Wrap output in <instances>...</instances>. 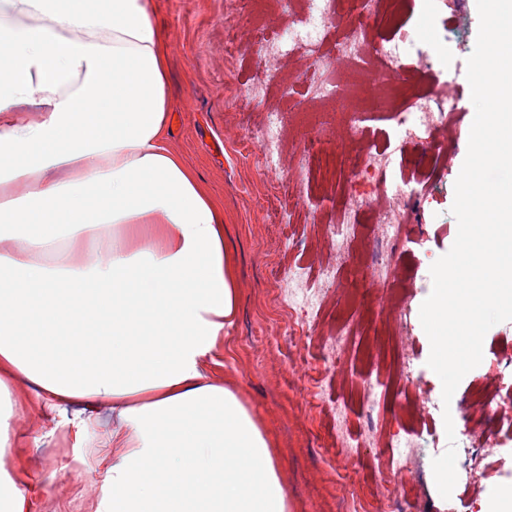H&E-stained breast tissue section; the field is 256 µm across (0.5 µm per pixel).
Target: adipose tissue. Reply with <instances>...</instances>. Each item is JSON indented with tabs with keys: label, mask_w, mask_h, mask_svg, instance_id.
<instances>
[{
	"label": "adipose tissue",
	"mask_w": 512,
	"mask_h": 512,
	"mask_svg": "<svg viewBox=\"0 0 512 512\" xmlns=\"http://www.w3.org/2000/svg\"><path fill=\"white\" fill-rule=\"evenodd\" d=\"M166 70L153 0H0V460L29 401L100 470L94 512H289L209 364L239 288ZM50 491L0 468V512Z\"/></svg>",
	"instance_id": "adipose-tissue-1"
}]
</instances>
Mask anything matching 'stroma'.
<instances>
[{"mask_svg": "<svg viewBox=\"0 0 512 512\" xmlns=\"http://www.w3.org/2000/svg\"><path fill=\"white\" fill-rule=\"evenodd\" d=\"M304 0L274 6L255 0L249 18L236 28L224 24L225 0H154V18L168 56L170 112L169 141L199 177L202 189L224 210V244L236 261L239 307L234 326L214 354L223 372L236 384L247 406L273 431L284 477L290 512H354L355 504L375 492L379 481L373 470L375 446L340 455L336 419L344 417L350 435L365 426L361 411L363 382L373 379L382 397L379 412L390 433L416 435L424 450L421 490L429 512H453L458 495L442 498L436 488L432 460L448 446L444 414L464 424L469 404L486 385L512 382L502 355L512 349V321L493 326L483 343L481 363L460 382L450 405L442 403V385L428 367L430 342L419 311L432 290L431 265L451 248L458 231L451 213L454 185L463 165L475 109L466 78V59L472 53L477 29L476 0H409L403 14L409 27L420 30L437 46L431 68L418 70L422 86L440 79L448 84L455 112L439 152L425 154L409 147L398 159L390 178L407 183L417 202L410 224L404 228L407 245L396 253L399 276L409 287L405 310L410 328L413 371L409 378L388 377L378 371L366 347L377 334L376 285L370 272L358 269L354 256L362 254L375 222L363 211L357 217L358 239L350 245L352 258L338 269L335 288L321 307L289 309L271 279L273 270L287 274L299 267L318 268L334 263L333 226L351 193L373 194L362 178L349 179L344 159L315 162L301 168L296 140L289 129L276 171H268L251 138L260 128L268 105L292 112L313 111L319 121L333 116L330 104L308 95L303 74L312 72V60L303 56L286 62L284 88H270L261 101H249L237 91L256 81L261 68L251 42L254 24L267 32L287 36ZM233 44L225 53V44ZM294 187L288 199V221L270 223L268 213L278 203L272 187L278 180ZM310 328L311 355L321 354L337 325L351 322L360 328L355 343L346 345L341 371L314 382L297 356L298 323ZM427 390L430 400L424 419L405 414L403 401L412 387ZM457 481L469 483L473 512L492 503L497 493L512 488V435L502 438L494 462L482 469L470 466L471 448L466 435L456 437ZM71 443L62 433L33 447L24 432H17L5 469L16 476L51 479L52 492L35 497L28 512H92L98 494V475L89 469L77 473L61 469L70 459Z\"/></svg>", "mask_w": 512, "mask_h": 512, "instance_id": "obj_1", "label": "stroma"}]
</instances>
